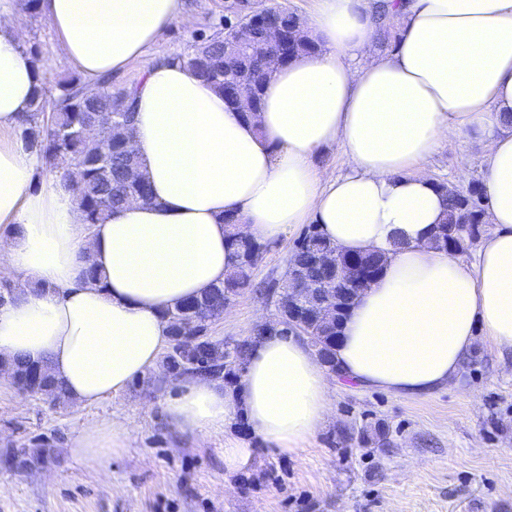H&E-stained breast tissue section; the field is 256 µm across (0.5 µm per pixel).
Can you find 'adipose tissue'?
I'll list each match as a JSON object with an SVG mask.
<instances>
[{"instance_id":"adipose-tissue-1","label":"adipose tissue","mask_w":512,"mask_h":512,"mask_svg":"<svg viewBox=\"0 0 512 512\" xmlns=\"http://www.w3.org/2000/svg\"><path fill=\"white\" fill-rule=\"evenodd\" d=\"M376 6L315 0L306 27L320 48L275 69L254 123L180 62L149 57L164 30L191 21L185 0H37L88 84L142 61L132 143L152 199L85 233L70 182L32 190L37 155L0 145V224L12 235L0 272L30 284L0 306V358L47 365L83 406L124 390L157 368L170 342L165 310L231 270L230 215L258 241L311 222L343 250L386 262L342 326L335 371L307 343L267 331L237 387L196 377L167 401L181 429L217 437L241 418L295 455L331 413V377L427 396L457 379L476 337L512 354V0H398V41L385 55L372 39ZM19 9L0 0V132L19 130L41 83ZM470 131L488 142L492 229L466 263L433 247L446 207L413 168ZM336 145L351 166L342 176L315 163ZM91 264L99 281L86 278ZM128 436L89 426L72 454L102 466Z\"/></svg>"}]
</instances>
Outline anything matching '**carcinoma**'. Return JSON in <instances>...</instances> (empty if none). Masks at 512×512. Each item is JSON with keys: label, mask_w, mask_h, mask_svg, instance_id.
Instances as JSON below:
<instances>
[{"label": "carcinoma", "mask_w": 512, "mask_h": 512, "mask_svg": "<svg viewBox=\"0 0 512 512\" xmlns=\"http://www.w3.org/2000/svg\"><path fill=\"white\" fill-rule=\"evenodd\" d=\"M393 25L385 5H378V34L383 46L391 45ZM235 38L250 47L245 54H236L224 48V38L219 34L204 39L206 57L193 62L188 54L177 58L191 69L200 79L209 84L220 95H226V84L234 81L246 83L254 91V112L247 115L258 122L262 91L270 79L266 69L264 37L257 31L240 30ZM317 43L310 37L295 41L288 50V58L317 50ZM82 77L72 74L56 83L52 88L42 86L36 94L31 113L25 120L21 138L25 145L38 152L42 165L66 178L73 176L76 200L82 209L86 223L100 224L106 221L112 211L129 203L136 196L142 202L151 199V191L145 176L135 182L128 180L127 171L134 166L142 169L140 156L129 155L122 146V140L129 128L133 127L135 109L130 91H112V79L104 78L95 95L83 92ZM99 113H109L111 124L94 139L80 135V129ZM445 197L447 214L445 221L436 226L432 243L439 250H449L455 243L460 252L472 248L484 233L487 204L480 183L471 182L467 188L445 182L437 183ZM470 225V233L463 238L455 237L456 226ZM235 248L234 268L224 282L215 285L198 297L183 300L165 313L169 334L172 336V351L167 355L176 366H190L211 376L236 375L232 363H224V348L204 342H192L181 337V321L191 311L198 319L203 333L209 332L210 323L224 314L225 290L238 292L252 285L257 262L263 254L264 245L253 239H233ZM334 246L326 239L317 226L309 227L296 242L289 266L306 279L316 282L325 271L316 263V255L325 248ZM356 258L361 266L378 274L385 263V257L376 253H359ZM29 284L19 280L0 281V304L14 299ZM348 312L340 311L336 298L313 299L311 317L305 321L308 340L313 346H320V358L332 365L333 337ZM15 371V385L24 394L49 391L58 399L64 395L62 385L53 378L47 380L36 376L38 366L27 361L11 363Z\"/></svg>", "instance_id": "carcinoma-1"}]
</instances>
